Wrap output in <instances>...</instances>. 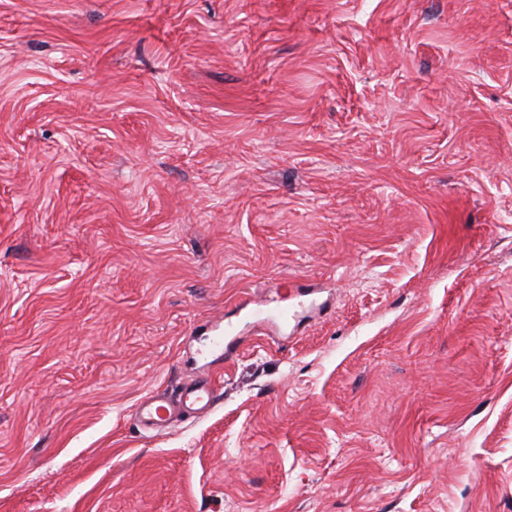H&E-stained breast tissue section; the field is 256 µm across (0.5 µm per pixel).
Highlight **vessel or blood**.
Listing matches in <instances>:
<instances>
[{"label":"vessel or blood","mask_w":512,"mask_h":512,"mask_svg":"<svg viewBox=\"0 0 512 512\" xmlns=\"http://www.w3.org/2000/svg\"><path fill=\"white\" fill-rule=\"evenodd\" d=\"M216 397L212 382L191 380L174 395H146L137 407L136 420L142 429L161 434L180 423L183 415L207 413Z\"/></svg>","instance_id":"1"}]
</instances>
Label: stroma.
I'll return each mask as SVG.
<instances>
[{
	"instance_id": "1",
	"label": "stroma",
	"mask_w": 512,
	"mask_h": 512,
	"mask_svg": "<svg viewBox=\"0 0 512 512\" xmlns=\"http://www.w3.org/2000/svg\"><path fill=\"white\" fill-rule=\"evenodd\" d=\"M0 512H512V0H0ZM217 390L211 381L191 380L171 396L148 394L137 407L136 420L146 431L163 434L180 423L183 415H202L215 404Z\"/></svg>"
}]
</instances>
